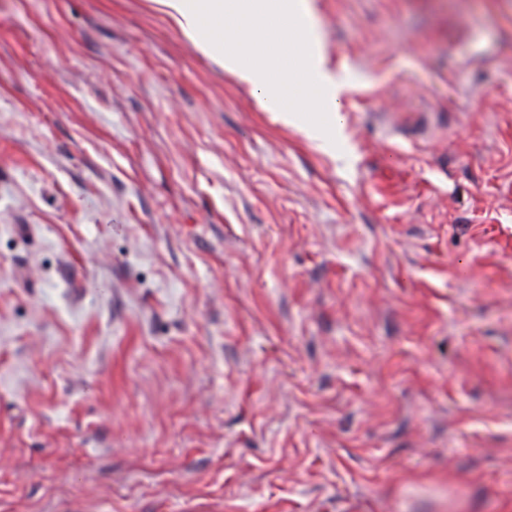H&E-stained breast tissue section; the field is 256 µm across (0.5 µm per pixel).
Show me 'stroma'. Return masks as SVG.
<instances>
[{"mask_svg": "<svg viewBox=\"0 0 512 512\" xmlns=\"http://www.w3.org/2000/svg\"><path fill=\"white\" fill-rule=\"evenodd\" d=\"M309 6L332 152L0 0V512H512V0Z\"/></svg>", "mask_w": 512, "mask_h": 512, "instance_id": "stroma-1", "label": "stroma"}]
</instances>
